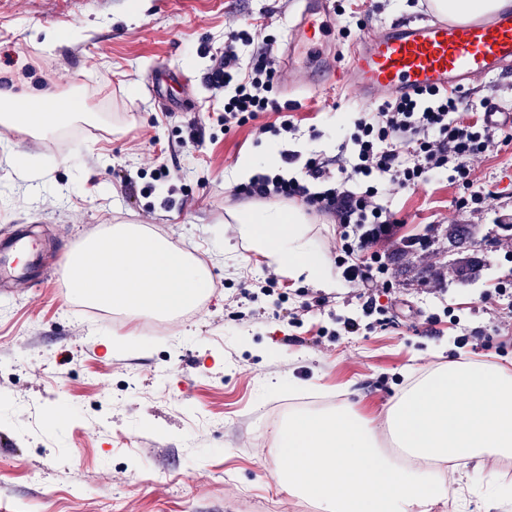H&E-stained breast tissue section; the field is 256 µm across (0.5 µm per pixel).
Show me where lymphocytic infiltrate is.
<instances>
[{
    "mask_svg": "<svg viewBox=\"0 0 512 512\" xmlns=\"http://www.w3.org/2000/svg\"><path fill=\"white\" fill-rule=\"evenodd\" d=\"M247 37L246 31L233 32L231 43L212 55L206 74L212 88L234 89L224 100V126L254 123L258 139L287 135L293 132V123L284 118V105L271 95L278 78L276 58L271 50H263L251 72L243 73L233 43ZM470 107L468 95L436 90L384 101L355 119L351 158L333 166L318 157L306 160L307 175L329 181V188L313 194L298 179L275 173L258 177L242 192L259 199L298 201L309 210L333 214L342 228L336 243V265L342 278L357 288H388L385 245L396 242L401 251L423 253L431 239L425 234L397 239L396 219L377 201L380 182L405 187L450 171L464 189L457 209L475 210L487 202L474 188L473 163L492 148L512 144V128L486 121L457 122L456 113ZM266 112L280 113V122H260V114Z\"/></svg>",
    "mask_w": 512,
    "mask_h": 512,
    "instance_id": "lymphocytic-infiltrate-1",
    "label": "lymphocytic infiltrate"
}]
</instances>
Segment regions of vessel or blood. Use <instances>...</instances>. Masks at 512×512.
Returning <instances> with one entry per match:
<instances>
[{
  "label": "vessel or blood",
  "mask_w": 512,
  "mask_h": 512,
  "mask_svg": "<svg viewBox=\"0 0 512 512\" xmlns=\"http://www.w3.org/2000/svg\"><path fill=\"white\" fill-rule=\"evenodd\" d=\"M331 2L301 0L292 44L315 40V19L331 15ZM494 75H512V4L464 22L438 17L393 22L383 34L352 41L339 59H324L317 82L321 90L355 89L375 102L426 88L461 94Z\"/></svg>",
  "instance_id": "1"
}]
</instances>
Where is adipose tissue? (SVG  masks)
<instances>
[{
  "label": "adipose tissue",
  "instance_id": "obj_1",
  "mask_svg": "<svg viewBox=\"0 0 512 512\" xmlns=\"http://www.w3.org/2000/svg\"><path fill=\"white\" fill-rule=\"evenodd\" d=\"M79 108L49 88L23 94L13 83L0 84V120L28 134L55 132ZM234 219L256 256L290 277L320 276L334 287L305 239L299 207L247 208ZM67 266L76 295L157 317L195 306L209 286L190 257L135 225L105 230ZM386 430L388 449L351 407L289 416L275 434L288 460L279 487L320 512H435L454 492L450 461L512 457V373L494 363L449 359L398 396Z\"/></svg>",
  "mask_w": 512,
  "mask_h": 512
}]
</instances>
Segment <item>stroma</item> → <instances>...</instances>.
Returning a JSON list of instances; mask_svg holds the SVG:
<instances>
[{"label": "stroma", "mask_w": 512, "mask_h": 512, "mask_svg": "<svg viewBox=\"0 0 512 512\" xmlns=\"http://www.w3.org/2000/svg\"><path fill=\"white\" fill-rule=\"evenodd\" d=\"M422 12L420 0H342L316 44L296 46L297 90H275L296 130L274 140L300 154L294 171L336 156L370 109L310 90L318 56ZM297 20L296 0H0V71L87 106L48 140L0 122V238L25 235L41 269L35 288L0 280V512H319L275 482L280 403H346L382 436L391 403L451 357L512 372V145L475 165L480 210H457L463 189L445 174L380 196L399 236L432 241L430 253L388 262L379 304L422 312L398 325L364 315L345 282L327 292L275 273L241 237L232 213L262 201L238 193L233 173L261 145L250 125L217 122L224 95L204 79L208 53L247 30L236 48L251 69ZM54 31L60 40L45 44ZM20 157L40 180L20 177ZM163 166L171 179H156ZM308 218V244L335 275L336 219ZM118 224L190 250L208 274L169 337L147 333L151 316L87 303L63 278L72 249ZM452 224L469 226L467 248L449 238ZM344 317L360 335H337Z\"/></svg>", "instance_id": "35a3bbf8"}]
</instances>
